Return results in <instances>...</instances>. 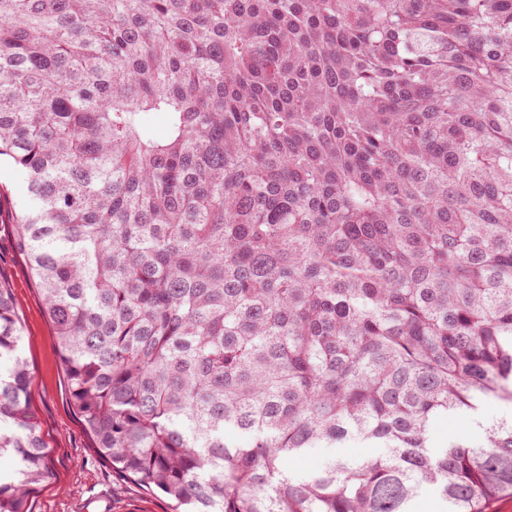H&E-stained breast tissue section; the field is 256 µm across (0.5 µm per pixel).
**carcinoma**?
Listing matches in <instances>:
<instances>
[{
	"instance_id": "carcinoma-1",
	"label": "carcinoma",
	"mask_w": 512,
	"mask_h": 512,
	"mask_svg": "<svg viewBox=\"0 0 512 512\" xmlns=\"http://www.w3.org/2000/svg\"><path fill=\"white\" fill-rule=\"evenodd\" d=\"M2 161L122 475L183 512L512 492V423L429 441L512 402V0H0ZM21 343L0 287V512L50 477ZM431 435L432 446L436 449H443L459 442L477 444L483 436V430L482 428L468 429L464 417H442L433 422Z\"/></svg>"
}]
</instances>
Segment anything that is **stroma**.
Segmentation results:
<instances>
[{
    "label": "stroma",
    "instance_id": "obj_1",
    "mask_svg": "<svg viewBox=\"0 0 512 512\" xmlns=\"http://www.w3.org/2000/svg\"><path fill=\"white\" fill-rule=\"evenodd\" d=\"M25 195L19 173L0 165V284L17 306L32 409L51 450L53 476L35 490L32 512H174L173 502L112 470L70 402L52 326L26 258L15 246L14 213Z\"/></svg>",
    "mask_w": 512,
    "mask_h": 512
}]
</instances>
